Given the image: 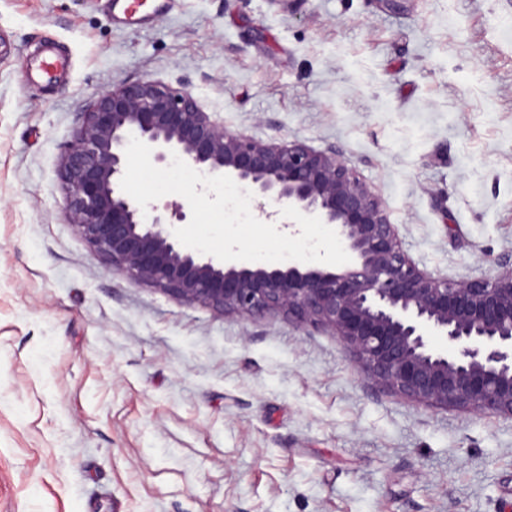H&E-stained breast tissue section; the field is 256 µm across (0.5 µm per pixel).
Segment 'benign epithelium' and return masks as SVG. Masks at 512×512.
<instances>
[{
  "label": "benign epithelium",
  "instance_id": "7a95c632",
  "mask_svg": "<svg viewBox=\"0 0 512 512\" xmlns=\"http://www.w3.org/2000/svg\"><path fill=\"white\" fill-rule=\"evenodd\" d=\"M134 136L168 165L228 175L276 216H317L351 257L342 268L221 261L189 251L176 203L144 212L120 186ZM66 218L89 249L130 280L222 315L280 316L336 336L371 384L412 402L512 419V255L493 278L435 277L402 249L382 202L333 148L230 132L187 90L158 80L100 93L59 159Z\"/></svg>",
  "mask_w": 512,
  "mask_h": 512
}]
</instances>
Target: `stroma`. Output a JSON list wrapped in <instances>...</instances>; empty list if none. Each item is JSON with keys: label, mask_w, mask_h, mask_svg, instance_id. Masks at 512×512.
Returning a JSON list of instances; mask_svg holds the SVG:
<instances>
[{"label": "stroma", "mask_w": 512, "mask_h": 512, "mask_svg": "<svg viewBox=\"0 0 512 512\" xmlns=\"http://www.w3.org/2000/svg\"><path fill=\"white\" fill-rule=\"evenodd\" d=\"M0 512H512V420L368 384L335 336L129 280L65 218L83 106L189 90L340 150L435 276L512 254V0H0ZM65 57L53 80L30 61ZM165 4L150 3L142 0H113L112 16L127 23L143 24L153 15L163 10Z\"/></svg>", "instance_id": "obj_1"}]
</instances>
